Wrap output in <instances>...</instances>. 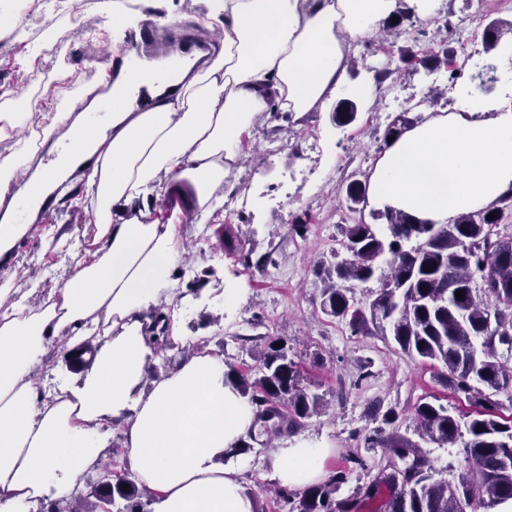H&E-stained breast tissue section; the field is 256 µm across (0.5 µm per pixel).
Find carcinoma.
<instances>
[{
    "label": "carcinoma",
    "mask_w": 512,
    "mask_h": 512,
    "mask_svg": "<svg viewBox=\"0 0 512 512\" xmlns=\"http://www.w3.org/2000/svg\"><path fill=\"white\" fill-rule=\"evenodd\" d=\"M411 9L397 8L398 22L387 19L380 32L396 37L406 33L404 21ZM445 64L448 87L461 76L448 50L418 57L410 48L400 49L399 64L377 71L381 79L397 72H415L418 66ZM356 103L341 99L332 120L345 126L355 119ZM369 182L353 178L345 186L347 210L358 215L342 226V246L348 257L320 267L323 283L320 310L345 322L356 335H390L400 349L425 362L447 369L444 380L472 406L454 414L439 402L424 401L414 408L418 439L377 429L365 437V447L381 448L384 464L357 485L345 498H336L348 483L352 469L341 466L328 478L302 490L279 488L273 498L274 512H486L504 498H512V415L500 412L492 400L512 385V231L501 226L504 210L512 209V191L492 206L464 213L451 225L422 224L404 212L374 210L387 234L368 224L360 206L365 204ZM496 212V218L487 215ZM433 271L427 272L425 268ZM375 281L371 301L354 299L353 283ZM463 292L456 298L455 292ZM152 335L158 349L174 347L169 318L160 311L151 315ZM288 343L269 338L259 364L244 373L230 369L226 379L256 409L257 436L282 435L304 425L320 413L324 397L302 384L300 366L289 357ZM90 342L64 351L65 361L80 372L94 355ZM469 439L464 452L472 471L455 480L436 479L433 466L420 441L453 444L463 434ZM95 481L77 489L67 500L42 499L36 512H147L156 494L132 478L128 468L108 475L115 467V449ZM128 490H123V485Z\"/></svg>",
    "instance_id": "1"
}]
</instances>
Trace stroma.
Listing matches in <instances>:
<instances>
[{"instance_id":"obj_1","label":"stroma","mask_w":512,"mask_h":512,"mask_svg":"<svg viewBox=\"0 0 512 512\" xmlns=\"http://www.w3.org/2000/svg\"><path fill=\"white\" fill-rule=\"evenodd\" d=\"M58 15L47 26L40 0H25L19 14L25 34L21 39L0 37V94L14 97L36 94L40 111L24 117L21 124L0 136V153L17 149L19 142L36 140L42 111L60 108L75 91L95 89L106 76L105 55L113 48H128L129 32L112 27V18L99 0H56ZM80 6L84 31L77 34L67 23L73 6ZM451 13L470 18L474 40H482L485 26L493 20L512 22V0H454ZM155 14L208 37L220 28L221 19L207 15L198 0H137L131 15L133 26ZM445 14L415 19L410 35L393 44L374 38L351 45L355 65L346 78L351 85L368 90L356 101L354 122L339 127L331 114L334 103L319 112L260 117L244 137L245 157L225 188L237 205L228 222L233 247L220 244L208 219L175 210L173 201L161 202V221L178 224L187 252L179 267L177 293L183 305L169 310L170 333L176 349L156 355V374L175 371L184 361L180 348L189 343L224 360L226 367H256L270 336L287 341L289 355L301 366L311 391L326 400L324 413L289 435L273 439L270 447L230 458L226 465L252 490L260 506L270 507L266 487L275 485L271 459L276 449L302 440L324 444L331 450L324 469L344 465L349 455H360L369 468H377L381 449H367L365 435L380 427L371 405L398 414L399 431L412 435L416 402L440 397L443 404L468 411L466 401L456 398L438 379L442 368L403 353L391 337L355 336L348 326L320 310L322 283L316 265L333 261L342 240V219L347 212L344 187L352 172L371 174L385 151L388 125L401 114L417 119L418 101L433 112L455 111L459 100L448 89L445 67L419 68L405 76L377 82V69L396 62L399 51L411 47L423 53L436 43H446L456 55L468 52V41L445 30ZM67 68V81L40 84L45 71ZM473 95L503 106L512 105V57L500 49L480 48L461 75ZM318 139L325 151L315 168L301 156L308 140ZM96 224L85 205L84 191L64 193L57 210L36 218L35 224L14 250V262L0 265V284L7 282L18 293L28 292L38 280L34 301L56 298L64 281L83 261L81 250L62 247V240H92ZM251 252L254 262L243 266L239 250ZM271 264H260L265 254ZM233 288L241 301L231 308L222 303L224 289Z\"/></svg>"}]
</instances>
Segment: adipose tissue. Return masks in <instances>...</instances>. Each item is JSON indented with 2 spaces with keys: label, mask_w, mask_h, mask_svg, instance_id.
I'll use <instances>...</instances> for the list:
<instances>
[{
  "label": "adipose tissue",
  "mask_w": 512,
  "mask_h": 512,
  "mask_svg": "<svg viewBox=\"0 0 512 512\" xmlns=\"http://www.w3.org/2000/svg\"><path fill=\"white\" fill-rule=\"evenodd\" d=\"M218 12L220 51L190 66L178 90L153 88L136 110L131 80L113 84L112 130L86 132L87 151L60 156L35 182L45 191L85 167L97 233L57 302L31 304L0 287V512H30L70 495L100 467L102 429L123 421V446L154 512H255L256 501L221 458L247 441L255 409L226 379L222 358L194 354L146 380L157 352L150 315L174 301L183 243L158 202L181 198L204 214L222 208L242 137L260 116L315 112L345 88L352 41L371 34L396 0H204ZM429 114L390 141L369 183L373 205L429 224H450L512 189V108L471 98ZM112 321L79 385L40 394L34 373L51 342L81 343L99 318ZM327 448L278 449L281 487L324 474Z\"/></svg>",
  "instance_id": "1"
}]
</instances>
